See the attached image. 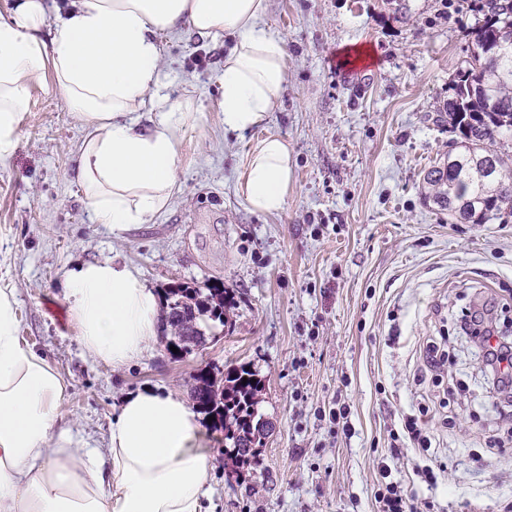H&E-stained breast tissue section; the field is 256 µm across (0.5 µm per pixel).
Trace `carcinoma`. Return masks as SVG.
<instances>
[{"instance_id": "cac0c4a2", "label": "carcinoma", "mask_w": 512, "mask_h": 512, "mask_svg": "<svg viewBox=\"0 0 512 512\" xmlns=\"http://www.w3.org/2000/svg\"><path fill=\"white\" fill-rule=\"evenodd\" d=\"M481 19L471 32L469 56H481L480 66L466 60L453 85V93L438 109L437 119L448 115V126L459 134L443 164L425 173L426 199L448 211L461 224H486L512 218V156L500 131L512 132V0H482ZM233 300L223 285L207 290L174 283L165 290L169 345L176 356L205 343L212 323H224V308ZM264 386L248 366L224 374V383L208 370L196 376L193 398L197 409L213 417L212 425L224 430V451L232 468L249 462L254 449L263 446L266 425L261 422L258 396Z\"/></svg>"}]
</instances>
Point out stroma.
Instances as JSON below:
<instances>
[{
	"label": "stroma",
	"instance_id": "stroma-1",
	"mask_svg": "<svg viewBox=\"0 0 512 512\" xmlns=\"http://www.w3.org/2000/svg\"><path fill=\"white\" fill-rule=\"evenodd\" d=\"M284 41L286 82L259 127L224 129V43L158 32L161 93L197 120L183 132L180 190L150 223L115 233L95 223L71 176L85 135L62 95L31 92L15 152L0 160V284L16 288L19 335L66 382L62 424L107 442L120 399L144 387L192 398L199 370L223 380L245 364L265 386L272 425L238 472L224 434L203 424L213 460L212 512H378L377 464L418 512H507L512 506V402L489 392L478 342L457 328L488 305L512 337V223L460 224L429 204L423 175L449 150L447 100L467 57L475 14L462 0H269ZM372 51L375 62L345 53ZM287 144L294 176L283 211L252 212L238 191L251 147ZM112 256L157 291L224 284L225 323L177 358L165 334L115 369L82 350L64 274ZM446 357L430 366L429 345ZM346 406L347 426L330 423ZM423 414L430 448L393 443ZM431 466L435 484L417 470Z\"/></svg>",
	"mask_w": 512,
	"mask_h": 512
}]
</instances>
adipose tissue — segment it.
Returning a JSON list of instances; mask_svg holds the SVG:
<instances>
[{
  "mask_svg": "<svg viewBox=\"0 0 512 512\" xmlns=\"http://www.w3.org/2000/svg\"><path fill=\"white\" fill-rule=\"evenodd\" d=\"M268 0H13L0 13V159L18 144L33 87L52 77L86 135L73 179L96 223L120 233L149 223L179 191L189 106L160 96V31L191 26L231 39L220 102L224 128L262 125L286 77L283 40L267 27ZM293 165L276 135L249 153L240 191L248 207L286 204ZM65 288L85 353L123 368L151 349L159 301L126 263L69 270ZM66 383L18 336L13 288L0 287V512H208L211 457L193 446L196 413L179 394L145 388L112 416L106 448L60 426Z\"/></svg>",
  "mask_w": 512,
  "mask_h": 512,
  "instance_id": "obj_1",
  "label": "adipose tissue"
}]
</instances>
